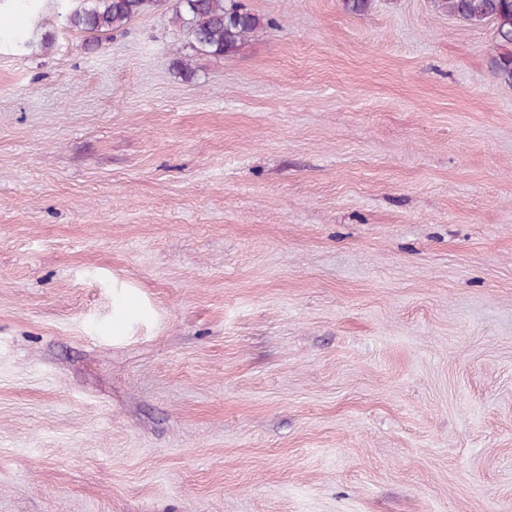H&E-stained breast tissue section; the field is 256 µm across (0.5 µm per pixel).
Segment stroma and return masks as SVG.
Wrapping results in <instances>:
<instances>
[{
    "label": "stroma",
    "instance_id": "1",
    "mask_svg": "<svg viewBox=\"0 0 512 512\" xmlns=\"http://www.w3.org/2000/svg\"><path fill=\"white\" fill-rule=\"evenodd\" d=\"M242 2L0 0V512H512L494 23ZM68 17L71 27L96 36L123 28L153 0H88ZM176 17L214 56L234 53L260 25L259 18L235 0H178Z\"/></svg>",
    "mask_w": 512,
    "mask_h": 512
}]
</instances>
